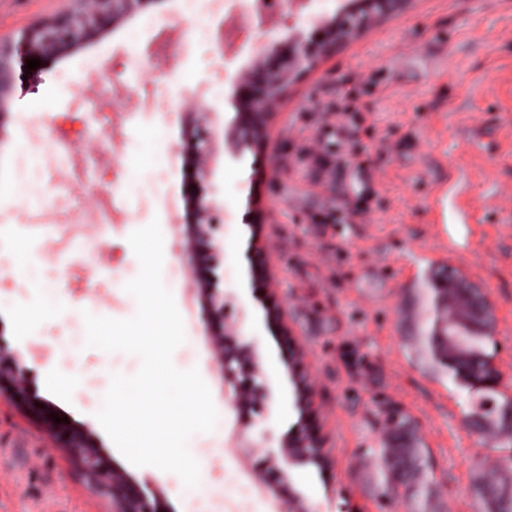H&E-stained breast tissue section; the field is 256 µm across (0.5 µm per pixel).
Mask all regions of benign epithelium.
Segmentation results:
<instances>
[{
	"mask_svg": "<svg viewBox=\"0 0 512 512\" xmlns=\"http://www.w3.org/2000/svg\"><path fill=\"white\" fill-rule=\"evenodd\" d=\"M155 0H78L74 11L37 21L24 30L19 39L9 45L0 43V134L12 112L16 69H24L26 60L36 58L40 63L54 60L77 49L91 35L107 24L117 25L136 10ZM412 0H336L334 10H322L308 16L314 28L308 40L302 28L291 27L287 18L260 17L258 21L274 29L289 28L284 41H267L257 45L247 67L233 78L231 101L235 108L233 120L224 127V152L240 160L245 152L265 153L269 150L270 129L275 124L281 103L288 90L307 72L315 56L336 53L358 38L367 28L380 24L406 11ZM218 150L211 139L196 151V171L200 183L189 191L193 222L188 232L189 243L203 241L208 248L202 258L205 276L198 281V292L205 304L204 326L209 332L207 343L218 368L233 384L234 399H244V392L254 386L255 354L249 345L241 352L227 350L224 337L234 336L232 328H224V315L236 297L225 295L224 240L214 235V214L224 205L216 198L211 185ZM272 219V210L256 192L246 202L243 223L247 224L250 266L249 282L261 283L272 290L276 287L271 254L266 242L264 225ZM31 368L26 365L22 351L11 347L0 337V398L29 406L44 420L46 430L59 439L77 456L94 490L105 489L112 495V512H160L150 484L106 466L99 453V444L87 427L72 423H57L51 418L52 408L37 401L28 388ZM288 374L296 384V406L305 417L312 404L313 389L310 376L304 369L303 353L294 350L288 357ZM320 438L299 424L294 433L286 436L278 451L267 452L266 463L273 467L278 459L300 457L310 448H321Z\"/></svg>",
	"mask_w": 512,
	"mask_h": 512,
	"instance_id": "1",
	"label": "benign epithelium"
}]
</instances>
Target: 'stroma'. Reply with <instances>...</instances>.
Segmentation results:
<instances>
[{
  "label": "stroma",
  "mask_w": 512,
  "mask_h": 512,
  "mask_svg": "<svg viewBox=\"0 0 512 512\" xmlns=\"http://www.w3.org/2000/svg\"><path fill=\"white\" fill-rule=\"evenodd\" d=\"M73 0H0V39L69 10ZM232 0H155L117 28L45 63L17 84L0 137V336L33 361L30 385L65 417L87 424L107 465L150 481L163 512H409L378 484L377 450L392 413L424 440L437 484L435 512H474L473 481L500 460L465 417L471 397L439 382L413 360L403 308L437 272L459 271L481 290L495 318L493 364L512 382V0H415L406 12L319 59L290 91L272 138L284 166L254 184L269 155L218 157L213 184L231 219L224 227L229 311L253 345L258 380L272 400L231 404L232 385L212 362L201 330L193 269L180 223L189 218L184 184L194 181L193 123L180 108L193 94L223 131L234 117L233 76L250 50L222 55L210 39ZM175 32L167 58L157 38ZM350 101L343 121L318 120ZM52 126L78 131L67 149L43 146ZM112 183L117 204L99 220L98 194ZM259 187L275 210L266 234L277 260L275 290L250 288L246 197ZM158 221L162 281L174 296L186 339L173 354L198 368L221 418L194 434L196 492L174 473L136 467L95 418L102 396L81 381L110 386L135 374L139 357L71 345L85 313L132 317L125 285L140 271L127 241ZM288 308L292 337L276 335L264 305ZM308 356L317 380L310 414L300 417L288 381V343ZM319 434L326 466H266L298 422ZM0 512H112L92 491L69 449L23 407L0 401Z\"/></svg>",
  "instance_id": "obj_1"
}]
</instances>
